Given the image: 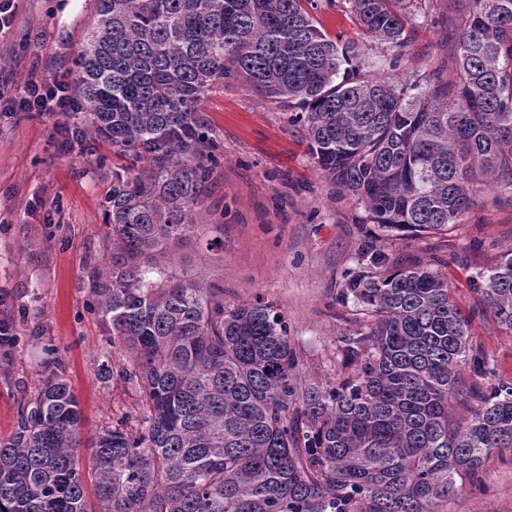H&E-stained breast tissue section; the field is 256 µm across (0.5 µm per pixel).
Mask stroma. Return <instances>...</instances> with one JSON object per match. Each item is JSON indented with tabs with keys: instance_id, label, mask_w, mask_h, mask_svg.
Instances as JSON below:
<instances>
[{
	"instance_id": "obj_1",
	"label": "stroma",
	"mask_w": 512,
	"mask_h": 512,
	"mask_svg": "<svg viewBox=\"0 0 512 512\" xmlns=\"http://www.w3.org/2000/svg\"><path fill=\"white\" fill-rule=\"evenodd\" d=\"M331 40L355 47L365 70L388 72L386 47L357 22L349 0H315L311 11ZM468 0H414L410 46L396 72L420 92L447 82L456 28ZM95 18L94 0H16L11 27L0 30V91L17 96L28 76L70 71ZM199 114L220 145V165L206 196L188 215L191 233L167 257L173 275L224 290L233 307L262 296L288 323L307 382L337 381L339 335L365 316L340 303L359 247L375 241L392 257L444 255L456 304L479 302L480 274L512 250V190L483 188L443 237L386 236L363 204L326 180L303 130L285 109L242 81L208 92ZM73 112L0 111V320L11 319L16 342L0 346V440L14 431L21 398L35 395L61 366L81 410L82 467H89L99 433L134 413L138 395L113 372L126 365L98 315L86 307L91 269L108 263L112 227L102 207L113 174L134 180L140 168L107 144L62 147L58 125ZM470 347L498 379L512 383V332L492 315L475 319ZM486 492L460 487L436 512H512V461L490 456Z\"/></svg>"
}]
</instances>
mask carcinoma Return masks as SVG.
Returning <instances> with one entry per match:
<instances>
[{
    "mask_svg": "<svg viewBox=\"0 0 512 512\" xmlns=\"http://www.w3.org/2000/svg\"><path fill=\"white\" fill-rule=\"evenodd\" d=\"M95 2L74 65L81 137L143 164L113 176L112 253L90 282L92 310L131 355L117 374L140 394L139 429L126 417L96 443L97 512H433L459 480L484 490L483 461L512 451V384L470 387L461 371L494 375L470 326L489 312L512 331V252L465 312L442 257L390 262L364 242L367 267L341 301L371 321L340 337L346 377L304 386L271 303L228 309L224 289L171 277L157 257L192 229L185 211L219 166L197 106L239 77L290 108L319 171L382 231L447 235L483 180L512 187V0H469L454 79L427 97L364 71L315 25L314 0ZM408 2L352 0L392 70ZM80 425L60 369L20 400L0 441V512H89Z\"/></svg>",
    "mask_w": 512,
    "mask_h": 512,
    "instance_id": "cac0c4a2",
    "label": "carcinoma"
}]
</instances>
